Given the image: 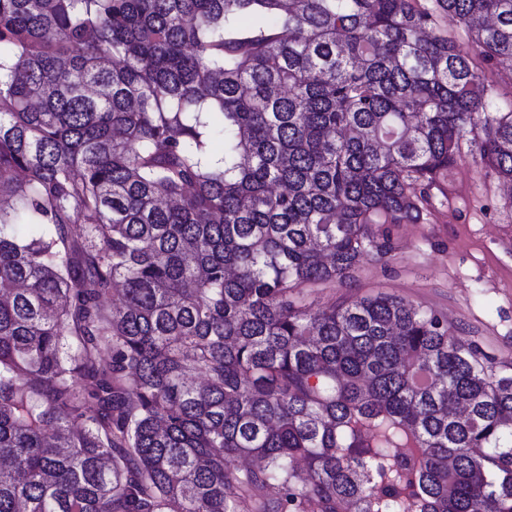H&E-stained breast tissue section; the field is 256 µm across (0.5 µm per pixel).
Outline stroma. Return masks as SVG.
<instances>
[{
    "label": "stroma",
    "mask_w": 512,
    "mask_h": 512,
    "mask_svg": "<svg viewBox=\"0 0 512 512\" xmlns=\"http://www.w3.org/2000/svg\"><path fill=\"white\" fill-rule=\"evenodd\" d=\"M394 250L342 283L306 287L321 306L348 293H390L444 314L495 364H512V195L462 144L426 219L393 228Z\"/></svg>",
    "instance_id": "obj_1"
}]
</instances>
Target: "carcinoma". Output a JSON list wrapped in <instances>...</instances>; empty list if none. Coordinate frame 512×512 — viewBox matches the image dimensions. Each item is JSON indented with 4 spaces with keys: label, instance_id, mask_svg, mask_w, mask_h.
I'll list each match as a JSON object with an SVG mask.
<instances>
[{
    "label": "carcinoma",
    "instance_id": "cac0c4a2",
    "mask_svg": "<svg viewBox=\"0 0 512 512\" xmlns=\"http://www.w3.org/2000/svg\"><path fill=\"white\" fill-rule=\"evenodd\" d=\"M479 62L512 0H0V512H512V365L300 297L512 183Z\"/></svg>",
    "mask_w": 512,
    "mask_h": 512
}]
</instances>
